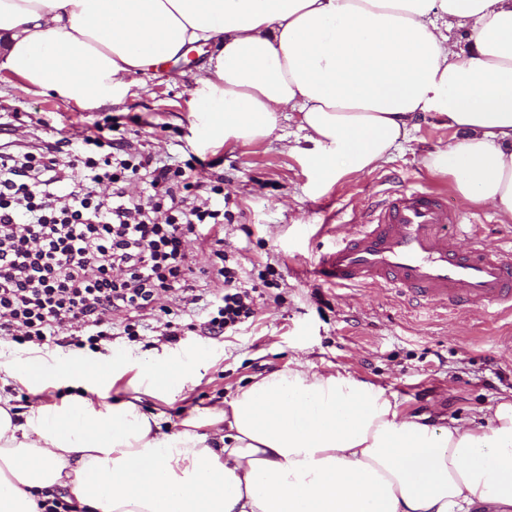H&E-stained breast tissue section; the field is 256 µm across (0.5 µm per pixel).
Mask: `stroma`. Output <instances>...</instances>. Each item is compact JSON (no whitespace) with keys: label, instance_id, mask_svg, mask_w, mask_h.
I'll use <instances>...</instances> for the list:
<instances>
[{"label":"stroma","instance_id":"stroma-1","mask_svg":"<svg viewBox=\"0 0 512 512\" xmlns=\"http://www.w3.org/2000/svg\"><path fill=\"white\" fill-rule=\"evenodd\" d=\"M206 60L196 50L153 68L137 76L121 101L96 109L32 93L22 79L0 75V151L54 146L66 152L100 126L155 160L193 161L201 181L223 190L227 217L219 235L225 251L251 275L272 272V287L263 288L253 318L238 330L205 336L185 315L174 341L148 331L136 342L113 337L99 352L53 346L50 354L89 367L119 365L102 387L111 403L129 399L150 365L168 357L181 361L194 383L167 398L143 400L172 429L223 406L253 378L298 361L382 385L408 415L485 423L487 406L512 389V315L491 316L480 307L424 309L394 288L336 287L307 275L321 252L348 236L352 216L412 188L439 194L464 220L481 225L486 247L512 251V223H501L491 206L465 201L421 162L425 152L458 143L460 134L426 115L379 167L329 183L295 152L304 133L291 109L282 110L268 140L225 148L202 140L192 91Z\"/></svg>","mask_w":512,"mask_h":512}]
</instances>
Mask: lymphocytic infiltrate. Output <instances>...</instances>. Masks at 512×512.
<instances>
[{"instance_id":"1","label":"lymphocytic infiltrate","mask_w":512,"mask_h":512,"mask_svg":"<svg viewBox=\"0 0 512 512\" xmlns=\"http://www.w3.org/2000/svg\"><path fill=\"white\" fill-rule=\"evenodd\" d=\"M192 165H153L132 143L113 144L104 132L83 135L67 161L51 151L0 153V337L44 345L69 325L71 345L97 350L114 331L136 339L158 298L175 317L165 323L178 336L176 318L194 300L202 333L224 335L253 315V297L238 262L223 254V238L209 231L225 218L220 187L187 198L181 185ZM143 173L149 192L126 195L122 182ZM112 187L110 197L97 193ZM167 210L166 221L156 218ZM220 250L215 273L227 289L208 297L193 288L188 234Z\"/></svg>"}]
</instances>
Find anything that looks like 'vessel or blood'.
Wrapping results in <instances>:
<instances>
[{"mask_svg": "<svg viewBox=\"0 0 512 512\" xmlns=\"http://www.w3.org/2000/svg\"><path fill=\"white\" fill-rule=\"evenodd\" d=\"M460 234L474 238L469 251L456 249ZM479 236V225L461 223L444 199L410 189L322 253L310 274L337 286L397 288L425 307L480 305L511 313L512 254L487 250L478 245Z\"/></svg>", "mask_w": 512, "mask_h": 512, "instance_id": "1", "label": "vessel or blood"}]
</instances>
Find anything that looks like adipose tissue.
I'll return each instance as SVG.
<instances>
[{"instance_id": "obj_1", "label": "adipose tissue", "mask_w": 512, "mask_h": 512, "mask_svg": "<svg viewBox=\"0 0 512 512\" xmlns=\"http://www.w3.org/2000/svg\"><path fill=\"white\" fill-rule=\"evenodd\" d=\"M466 27L465 51L450 34ZM190 44L210 48L193 92L208 143L269 139L287 106L333 181L375 169L433 112L464 138L423 165L512 222V0H0V74L84 108ZM111 373L0 351V374L35 390ZM142 382L117 404L23 415L0 395V512H41L62 489L78 512H512V399L484 426L433 425L382 386L298 362L171 430L143 399L187 385L181 366Z\"/></svg>"}]
</instances>
